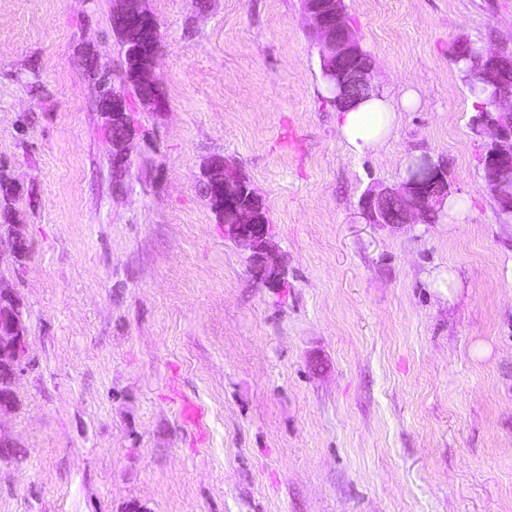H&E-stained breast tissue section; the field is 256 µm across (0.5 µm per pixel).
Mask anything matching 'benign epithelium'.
Instances as JSON below:
<instances>
[{
    "label": "benign epithelium",
    "mask_w": 512,
    "mask_h": 512,
    "mask_svg": "<svg viewBox=\"0 0 512 512\" xmlns=\"http://www.w3.org/2000/svg\"><path fill=\"white\" fill-rule=\"evenodd\" d=\"M309 21V31L319 49L321 75L336 96L348 102L369 97L375 91L373 63L363 50L360 38L344 21V0H301ZM112 31L119 43L136 54L127 77L119 86L98 88V107L110 120L112 162H128L129 145L136 136L130 117L128 82L142 86L156 82L155 66L160 43L151 40L159 32V22L147 0H118L112 12ZM496 112L476 129L488 135L481 155L483 179L499 209L512 213V89H504L493 101ZM201 181L209 199L220 214L224 235L250 248V269L264 284H281L278 256L271 243L270 225L258 197L237 165L212 158L201 166ZM448 200V177L443 164L428 162L422 172L397 186L369 189L360 200L362 214L371 224H415L425 222L426 213H434ZM27 245L22 225L10 224L0 234V256L15 257ZM27 352V327L23 304L13 292L0 287V409L14 403V385L24 371Z\"/></svg>",
    "instance_id": "1"
}]
</instances>
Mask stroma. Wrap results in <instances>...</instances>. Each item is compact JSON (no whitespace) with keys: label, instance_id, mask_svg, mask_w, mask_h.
Wrapping results in <instances>:
<instances>
[{"label":"stroma","instance_id":"stroma-1","mask_svg":"<svg viewBox=\"0 0 512 512\" xmlns=\"http://www.w3.org/2000/svg\"><path fill=\"white\" fill-rule=\"evenodd\" d=\"M149 5L168 107L134 106L118 182L84 65L119 75L114 0H0V174L29 244L0 258L28 329L0 512H512V215L451 57L462 34L512 55V0H344L396 114L360 156L299 0ZM423 154L464 223H368L364 192ZM219 155L285 288L202 193Z\"/></svg>","mask_w":512,"mask_h":512}]
</instances>
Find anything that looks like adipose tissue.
<instances>
[{"label": "adipose tissue", "instance_id": "adipose-tissue-1", "mask_svg": "<svg viewBox=\"0 0 512 512\" xmlns=\"http://www.w3.org/2000/svg\"><path fill=\"white\" fill-rule=\"evenodd\" d=\"M395 114L387 93L381 92L340 114V132L356 154L374 148L390 131Z\"/></svg>", "mask_w": 512, "mask_h": 512}]
</instances>
